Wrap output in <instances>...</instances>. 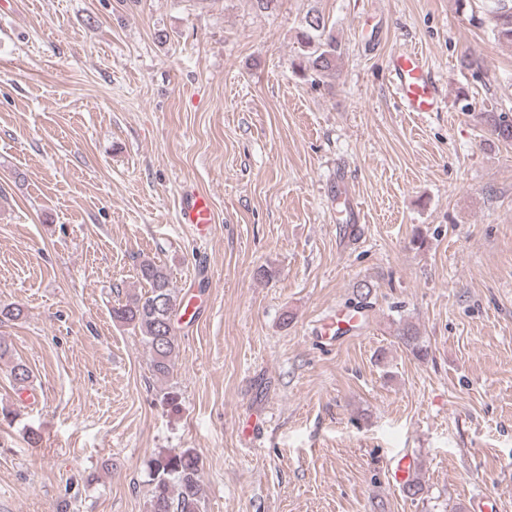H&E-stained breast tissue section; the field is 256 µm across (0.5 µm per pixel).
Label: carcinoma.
<instances>
[{
  "instance_id": "obj_1",
  "label": "carcinoma",
  "mask_w": 512,
  "mask_h": 512,
  "mask_svg": "<svg viewBox=\"0 0 512 512\" xmlns=\"http://www.w3.org/2000/svg\"><path fill=\"white\" fill-rule=\"evenodd\" d=\"M489 26L494 37L512 45V0H489ZM297 62L302 76L319 79L339 77L344 46L334 26L321 10L313 7L296 30ZM480 121L499 142L512 143V116L506 112H482ZM137 275L147 289L129 294L112 307L113 321L137 332L150 354L153 375L164 380L173 372L178 356L176 317L183 297L173 287L167 267L152 259L142 260ZM398 336L407 350L424 359L428 348L415 325L405 322ZM150 494L148 512H203L199 458L191 448L170 450L149 461Z\"/></svg>"
}]
</instances>
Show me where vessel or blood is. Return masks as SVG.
I'll return each mask as SVG.
<instances>
[{
  "mask_svg": "<svg viewBox=\"0 0 512 512\" xmlns=\"http://www.w3.org/2000/svg\"><path fill=\"white\" fill-rule=\"evenodd\" d=\"M388 72L401 111L439 112L445 107L434 71L421 53L407 49L392 52ZM178 221L192 227L197 234L210 232L214 222L210 196L195 189L187 190L182 197Z\"/></svg>",
  "mask_w": 512,
  "mask_h": 512,
  "instance_id": "1",
  "label": "vessel or blood"
}]
</instances>
